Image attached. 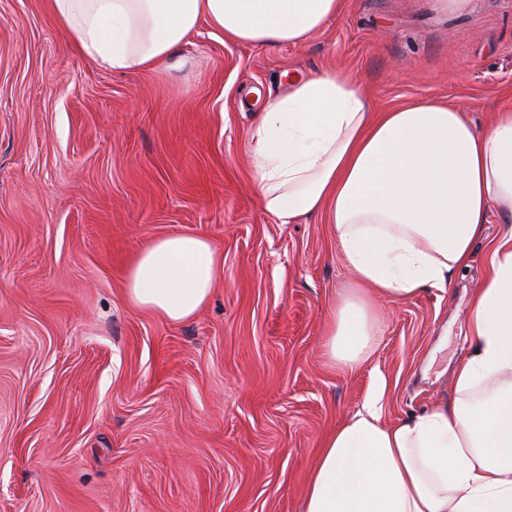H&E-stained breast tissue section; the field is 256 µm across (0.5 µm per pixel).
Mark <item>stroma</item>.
<instances>
[{
	"label": "stroma",
	"instance_id": "stroma-1",
	"mask_svg": "<svg viewBox=\"0 0 512 512\" xmlns=\"http://www.w3.org/2000/svg\"><path fill=\"white\" fill-rule=\"evenodd\" d=\"M349 71L377 109H512V0H345L301 45L200 23L168 67L112 71L42 0H0V512H300L325 435L377 382L383 421L448 402L501 226L446 291L378 296L379 344L329 361L354 275L322 218L279 224L250 134L287 78ZM193 234L224 257L204 307L131 306L129 262Z\"/></svg>",
	"mask_w": 512,
	"mask_h": 512
}]
</instances>
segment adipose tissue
I'll return each instance as SVG.
<instances>
[{
    "instance_id": "1",
    "label": "adipose tissue",
    "mask_w": 512,
    "mask_h": 512,
    "mask_svg": "<svg viewBox=\"0 0 512 512\" xmlns=\"http://www.w3.org/2000/svg\"><path fill=\"white\" fill-rule=\"evenodd\" d=\"M75 48L115 71L159 69L200 21L225 40L298 44L343 0H46ZM253 179L278 223L320 215L358 286L331 305L325 347L359 367L378 342L371 294L446 290L488 215L504 230L471 299L469 354L450 403L382 422L374 392L325 439L302 512H512V110L476 126L421 100L381 111L349 73L324 69L268 100L252 134ZM223 261L205 237L171 234L129 264L124 294L178 322L208 301Z\"/></svg>"
}]
</instances>
